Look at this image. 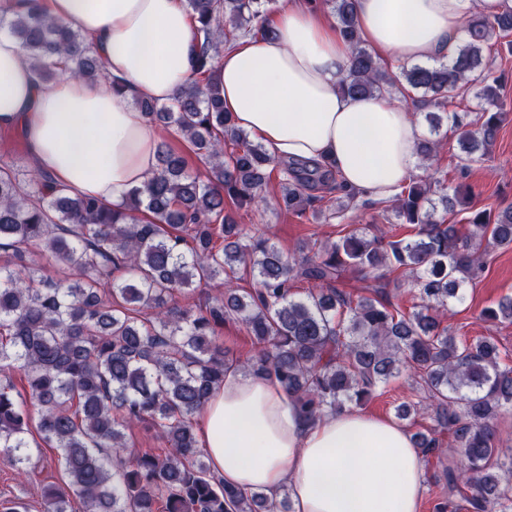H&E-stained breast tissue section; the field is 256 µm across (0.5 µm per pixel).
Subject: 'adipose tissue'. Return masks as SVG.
<instances>
[{"label":"adipose tissue","mask_w":512,"mask_h":512,"mask_svg":"<svg viewBox=\"0 0 512 512\" xmlns=\"http://www.w3.org/2000/svg\"><path fill=\"white\" fill-rule=\"evenodd\" d=\"M36 7L84 34L107 79L38 82L16 38L0 29V134H19L37 169L72 195L118 205L157 172L163 128L128 106L172 101L195 75L198 39L186 0H0ZM512 0H356L362 39L412 64L452 58L471 8ZM269 36H250L214 63L234 124L279 160L334 166L357 195H396L419 165L424 128L392 95L356 98L339 83L351 47L335 19L289 6ZM124 92L116 94L114 83ZM198 445L240 492L287 496L291 512H419L422 455L395 420L348 409L306 420L274 377L228 369L200 412Z\"/></svg>","instance_id":"ef3b65f1"}]
</instances>
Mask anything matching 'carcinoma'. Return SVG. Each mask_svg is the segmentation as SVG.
<instances>
[{
	"label": "carcinoma",
	"instance_id": "cac0c4a2",
	"mask_svg": "<svg viewBox=\"0 0 512 512\" xmlns=\"http://www.w3.org/2000/svg\"><path fill=\"white\" fill-rule=\"evenodd\" d=\"M325 2L352 49L341 92L408 87L444 108L449 93L473 90L477 120L446 116L461 166L490 153L505 112L487 49L512 32V13H469V37L450 61L403 65L391 75L362 45L355 0ZM186 5L201 40V78L168 104H134L187 140L204 175L189 174L184 156L163 142L157 175L112 206L0 161V250L8 254L0 264V452L23 469L32 449L54 451L67 490L46 488L44 512H285L283 499L224 484L198 447L194 418L224 370L274 376L312 420L363 404L405 372L419 401L399 405L397 417L429 411L433 428L414 433V445L425 456L448 454V500L436 512H512V456L501 459L494 426L512 411V366L501 363L494 341L461 343L444 326L449 303H463L465 286L484 271L482 245H512V207L469 213L462 234L446 216L470 198V187L412 180L391 205L396 220L417 226L411 239L387 240L367 224L290 260L270 239L243 236L226 205L263 201L274 177L281 206L299 217L327 219L355 208L357 196L331 185L335 172L325 163L271 158L235 127L222 89L207 77L238 35L269 32L268 0ZM0 27L19 40L45 85L103 75L85 37L61 19L30 10L1 18ZM348 269L361 274L368 295L355 300L339 288ZM244 273L255 287L239 286ZM406 279L417 290L410 311L391 301L390 289ZM217 281L222 297L175 303ZM304 282L312 288L300 297L295 288ZM484 316L511 323L512 298ZM230 321L252 338L244 361L228 358L219 340ZM139 424L158 429L166 447L127 459V431Z\"/></svg>",
	"mask_w": 512,
	"mask_h": 512
}]
</instances>
